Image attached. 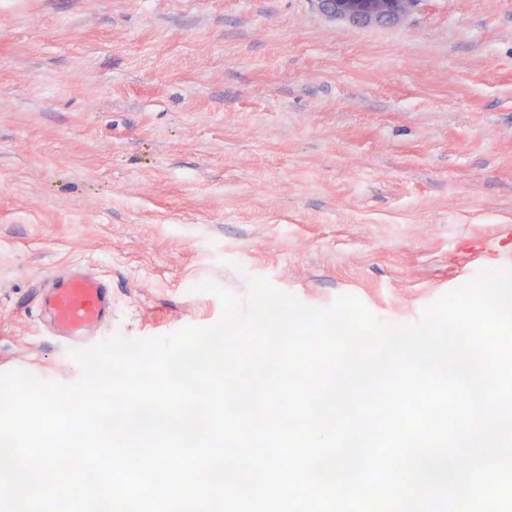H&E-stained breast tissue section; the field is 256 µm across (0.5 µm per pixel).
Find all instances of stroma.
Returning a JSON list of instances; mask_svg holds the SVG:
<instances>
[{
	"mask_svg": "<svg viewBox=\"0 0 512 512\" xmlns=\"http://www.w3.org/2000/svg\"><path fill=\"white\" fill-rule=\"evenodd\" d=\"M508 252L512 0H0V372L78 380L39 306L75 265L95 344L216 324L205 281L416 324ZM418 0H314L318 11L352 24L386 25L397 22Z\"/></svg>",
	"mask_w": 512,
	"mask_h": 512,
	"instance_id": "1",
	"label": "stroma"
}]
</instances>
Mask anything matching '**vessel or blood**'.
Wrapping results in <instances>:
<instances>
[{"label":"vessel or blood","instance_id":"obj_1","mask_svg":"<svg viewBox=\"0 0 512 512\" xmlns=\"http://www.w3.org/2000/svg\"><path fill=\"white\" fill-rule=\"evenodd\" d=\"M58 332L79 336L105 324L112 315V295L102 277L80 268L53 275L40 298Z\"/></svg>","mask_w":512,"mask_h":512}]
</instances>
